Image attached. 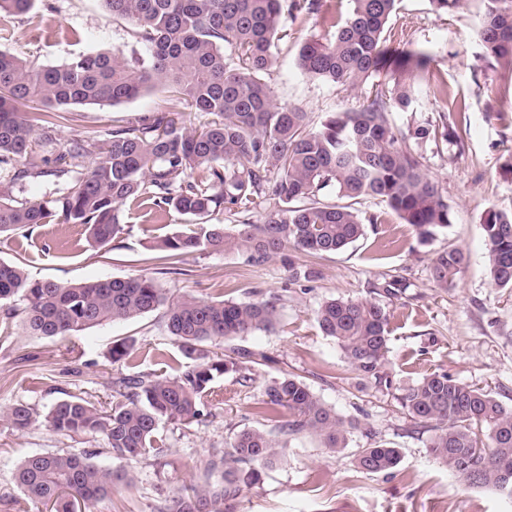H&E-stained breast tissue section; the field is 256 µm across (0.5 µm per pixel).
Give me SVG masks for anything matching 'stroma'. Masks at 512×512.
Listing matches in <instances>:
<instances>
[{"label":"stroma","instance_id":"stroma-1","mask_svg":"<svg viewBox=\"0 0 512 512\" xmlns=\"http://www.w3.org/2000/svg\"><path fill=\"white\" fill-rule=\"evenodd\" d=\"M482 15L481 0H462L445 14L433 11L429 0H398L386 33L381 78L389 77L399 55L423 50L430 56L431 84L448 89L444 98L425 95L416 112L392 113V122L401 128L433 122L451 109L458 123L470 127L463 155L436 153L430 143L417 148L452 212L448 228L430 240H420L376 199L363 201L361 210L380 215V223L366 225L364 236L339 253L308 260L283 252L254 264L237 251L190 252L172 274H156L154 244L179 230L184 218L175 213L145 222L124 211L123 233L102 249L91 246L81 224L53 221L0 237V259L21 265L36 280L66 283L146 274L156 276L171 299L185 293L213 301H245L257 293L281 297L275 330L234 341L235 347L267 353L271 363L215 379L203 398L207 415L202 422L161 425L165 451L160 457L128 461L117 458L99 434L63 436L40 422L15 430L0 421V512H30L32 504L15 482L16 467L28 456L62 448L94 452L99 464L135 473L133 487L100 499L94 512H156L161 494L204 482L212 449L244 429L261 427L251 407L266 381L282 374L303 380L329 408L357 420L359 428L337 453L314 435L296 437L284 461L243 488L237 512H507L495 491L465 488L429 455L430 432H412L396 399L397 388L436 371L489 390L512 408V288L492 284L482 229L487 210L512 213V170L504 165L512 157V68L485 60L476 38ZM282 26L288 36L278 44L270 75L277 100L310 112L316 121L324 113L358 107L360 90L305 77L294 65L300 42L328 34L321 14L288 12ZM112 48L133 59L146 54L131 24L112 16L103 0H35L28 13L7 16L0 27V51L37 67ZM157 110L189 126L208 120L171 94L154 90L117 106L67 109L53 142L38 152L55 159L72 140L100 142L112 128ZM449 246L461 248L468 263L456 287L446 290L432 282L430 265ZM292 262L310 264L314 278L289 281ZM388 274L403 278L405 290L395 297L375 295V284ZM330 298H375L387 307L391 341L384 372L390 387H361L336 343L322 335L314 310ZM124 338L134 341V356L113 362L112 344ZM184 366L160 309L136 320L109 321L79 336L47 338L27 334L19 318L7 317L0 308V410L21 403L42 416L65 393L106 407L112 403L114 377L173 375ZM375 436L401 452L394 475H366L354 468L357 450Z\"/></svg>","mask_w":512,"mask_h":512}]
</instances>
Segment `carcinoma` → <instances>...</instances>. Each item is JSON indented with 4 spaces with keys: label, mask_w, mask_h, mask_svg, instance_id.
I'll use <instances>...</instances> for the list:
<instances>
[{
    "label": "carcinoma",
    "mask_w": 512,
    "mask_h": 512,
    "mask_svg": "<svg viewBox=\"0 0 512 512\" xmlns=\"http://www.w3.org/2000/svg\"><path fill=\"white\" fill-rule=\"evenodd\" d=\"M476 32L486 59L512 66V0H483ZM34 0H0V13L24 14ZM108 11L127 20L144 42L148 58L131 62L120 50H92L73 61L36 68L0 53V167L13 170L0 184V235L29 224L61 219L84 224L92 241L107 246L124 231L121 208L189 218L183 230L158 243L163 259L193 251L236 250L259 262L290 248L309 257L336 254L365 234L358 205L384 202L422 241L452 223L441 189L422 157L410 147L464 149L470 129L439 114V122L391 123L393 111L418 110L416 79L428 57L401 58L387 82H373L385 52L383 32L397 0H353L327 38L310 37L297 49L295 64L305 76L352 88L371 85L354 110L331 112L319 124L308 113L277 102L268 76L276 62L284 11L318 10L321 0H104ZM169 88L197 112L213 119L200 128L178 125L165 113L112 130L100 144L75 140L70 161L47 167L30 159L36 142L53 141L56 124L35 125L21 107L108 103L118 105ZM95 155L87 169L83 160ZM52 176L54 189L39 201L18 200L12 188L30 178ZM333 188L336 200L322 199ZM268 205L261 224L250 221ZM228 209L239 218L231 233L203 219ZM489 275L498 288H512V213L491 209L482 219ZM466 262L462 249L436 253L431 276L453 288ZM280 296L248 301H206L183 295L167 301L152 276L60 283L32 280L24 269L0 261V304L19 313L23 329L42 337L79 336L107 321L133 320L165 305L166 327L182 356L194 362L174 377L125 374L112 381V406L100 409L69 395L58 400L43 423L64 434H100L112 453L138 460L156 447L163 422L191 425L203 416L202 397L217 376L268 360L262 352L231 348L212 359L203 344L229 341L280 322ZM322 335L332 339L362 381L390 386L383 367L389 352L390 314L372 300L331 298L314 311ZM402 409L416 426L430 429L429 455L446 465L466 487L491 489L512 504V408L492 393L446 373L431 372L399 389ZM255 415L271 429H245L225 442L209 461L205 482L167 494L157 512H235L242 487L260 480L262 469L284 457L292 439L308 433L336 452L357 428L326 406L302 380L283 375L263 387ZM12 428H28L36 416L24 404L0 416ZM480 448L477 454L474 449ZM94 453H47L26 457L16 468L18 486L35 512H93L100 499L130 487L135 475L93 460ZM399 449L375 441L355 454L360 473L390 475L400 465Z\"/></svg>",
    "instance_id": "1"
}]
</instances>
